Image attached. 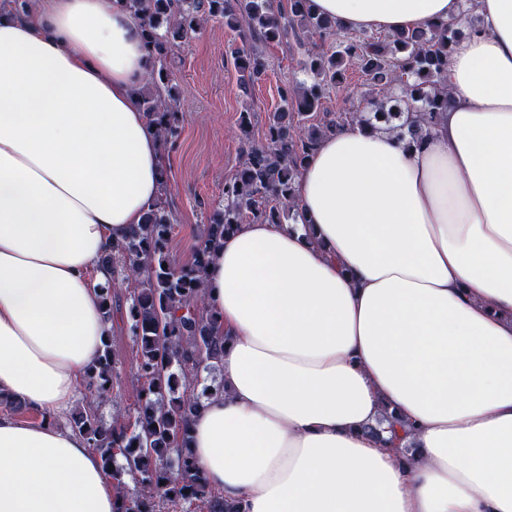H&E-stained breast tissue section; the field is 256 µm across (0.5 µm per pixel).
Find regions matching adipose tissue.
<instances>
[{"instance_id":"1","label":"adipose tissue","mask_w":512,"mask_h":512,"mask_svg":"<svg viewBox=\"0 0 512 512\" xmlns=\"http://www.w3.org/2000/svg\"><path fill=\"white\" fill-rule=\"evenodd\" d=\"M0 20V392L72 408L112 324L101 259L161 189L133 92L151 51L119 0ZM343 33L462 18L419 140L349 124L294 184L306 224L225 234L205 304L229 341L191 419L245 512H512V0H312ZM394 447L365 433L383 413ZM86 441L0 415V512H113Z\"/></svg>"}]
</instances>
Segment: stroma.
<instances>
[{
  "instance_id": "35a3bbf8",
  "label": "stroma",
  "mask_w": 512,
  "mask_h": 512,
  "mask_svg": "<svg viewBox=\"0 0 512 512\" xmlns=\"http://www.w3.org/2000/svg\"><path fill=\"white\" fill-rule=\"evenodd\" d=\"M242 44L239 31L223 23L203 30L169 52L166 65L180 92L178 139L166 147V204L174 218L169 250L177 263L191 262L193 250L213 208L224 202V182L239 170L249 141L263 142L275 113L284 108L279 91L312 82L303 69L309 36L289 34L280 42H259L255 48L266 62L265 72L243 84L233 51ZM369 91L357 64H349L344 86L322 99L324 112H353L362 108ZM250 115V136H243L241 113ZM112 350L119 357L114 391L117 402H104L103 418H111L113 404L134 403L138 381L135 348L125 309L112 312Z\"/></svg>"
}]
</instances>
